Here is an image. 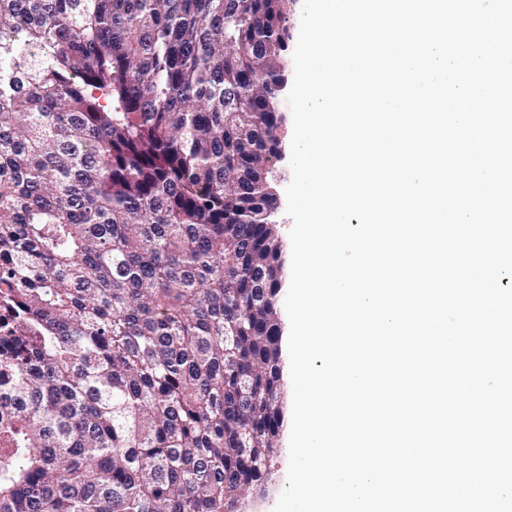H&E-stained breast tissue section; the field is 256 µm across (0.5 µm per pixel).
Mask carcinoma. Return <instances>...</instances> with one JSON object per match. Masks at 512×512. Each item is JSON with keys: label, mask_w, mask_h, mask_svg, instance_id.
<instances>
[{"label": "carcinoma", "mask_w": 512, "mask_h": 512, "mask_svg": "<svg viewBox=\"0 0 512 512\" xmlns=\"http://www.w3.org/2000/svg\"><path fill=\"white\" fill-rule=\"evenodd\" d=\"M288 5L0 0V512L268 478Z\"/></svg>", "instance_id": "carcinoma-1"}]
</instances>
